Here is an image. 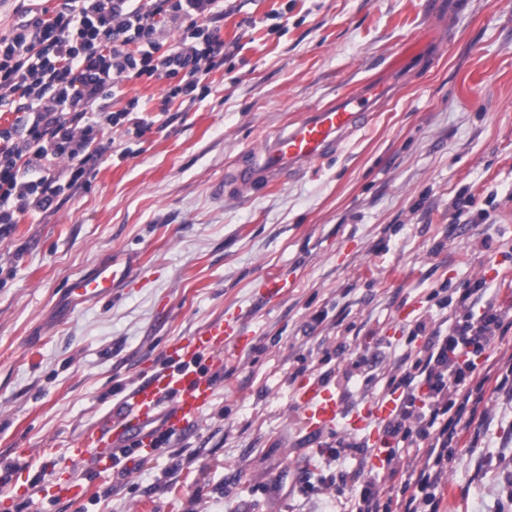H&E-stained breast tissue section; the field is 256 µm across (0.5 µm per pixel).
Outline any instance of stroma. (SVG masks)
I'll return each mask as SVG.
<instances>
[{
	"mask_svg": "<svg viewBox=\"0 0 512 512\" xmlns=\"http://www.w3.org/2000/svg\"><path fill=\"white\" fill-rule=\"evenodd\" d=\"M219 28L205 98L164 108L167 81L124 82L100 111L138 98L150 128L105 135L80 188L0 238V465L15 467L0 512H339L357 469L397 496L388 469L412 473L424 449L329 455L381 436L312 430L302 387L327 385L353 414L422 356L418 319L446 328L479 280L483 303L512 302V0H224ZM405 63L400 96L336 157L222 193L241 153ZM110 262L131 263L126 282L71 297ZM274 275L288 291L263 302ZM233 311L252 347L212 353L224 368L187 434L107 470L72 457L171 343ZM511 365L509 323L478 366L483 398L448 451L439 512H512ZM40 473L88 494L51 500Z\"/></svg>",
	"mask_w": 512,
	"mask_h": 512,
	"instance_id": "obj_1",
	"label": "stroma"
}]
</instances>
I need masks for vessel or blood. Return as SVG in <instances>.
<instances>
[{
	"mask_svg": "<svg viewBox=\"0 0 512 512\" xmlns=\"http://www.w3.org/2000/svg\"><path fill=\"white\" fill-rule=\"evenodd\" d=\"M404 83L401 77L367 81L354 91L303 112L285 129L265 138L257 150L239 157L224 175L225 188L246 194L276 186L286 176L334 156L343 142L366 126L374 112L397 97ZM128 273V266L112 262L74 281L70 292L81 298L104 296L116 281L127 279ZM249 342L238 315L228 314L169 346L166 356L174 361V368L148 372L128 392L124 411L89 432L78 443L77 453L96 448L107 454L116 445L135 442L141 452L155 454L159 432H181L212 402V376L201 372L195 359L227 347L240 353ZM299 404L316 430L334 428L343 413L340 399L318 383L305 388Z\"/></svg>",
	"mask_w": 512,
	"mask_h": 512,
	"instance_id": "obj_1",
	"label": "vessel or blood"
}]
</instances>
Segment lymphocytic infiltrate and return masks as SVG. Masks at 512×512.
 <instances>
[{
	"label": "lymphocytic infiltrate",
	"instance_id": "lymphocytic-infiltrate-1",
	"mask_svg": "<svg viewBox=\"0 0 512 512\" xmlns=\"http://www.w3.org/2000/svg\"><path fill=\"white\" fill-rule=\"evenodd\" d=\"M223 16L224 0H63L53 17L33 16L0 36V107L23 109L0 127V236L20 215L83 184L106 129L123 126L138 108L133 98L122 110L94 111L122 82L169 79L168 97L204 98V73L224 63ZM166 20L180 30L169 46L160 40ZM60 160L67 168L58 175ZM504 317L492 304L467 312L445 332L429 333L424 356L390 380L401 405L383 426L384 448L393 456L426 447L423 467L400 481L403 512L436 507L448 447L475 390V360L496 342Z\"/></svg>",
	"mask_w": 512,
	"mask_h": 512
}]
</instances>
